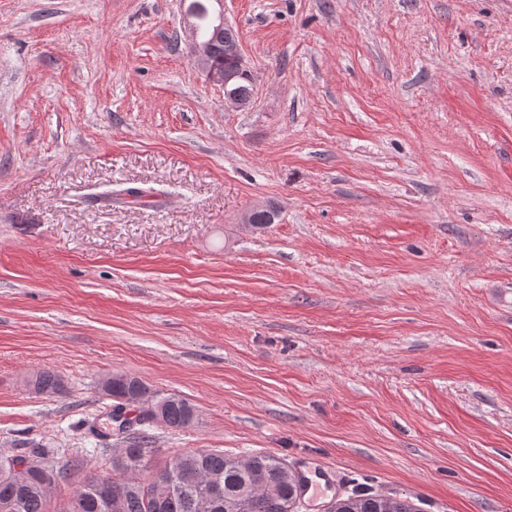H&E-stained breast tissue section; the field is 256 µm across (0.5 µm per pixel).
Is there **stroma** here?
I'll use <instances>...</instances> for the list:
<instances>
[{"label":"stroma","instance_id":"obj_1","mask_svg":"<svg viewBox=\"0 0 512 512\" xmlns=\"http://www.w3.org/2000/svg\"><path fill=\"white\" fill-rule=\"evenodd\" d=\"M187 2L0 0V456L81 459L60 507L125 447L79 425L127 373L197 409L153 463L335 468L298 512H512V0H208L243 108ZM129 187L162 205H99ZM190 8L194 10L197 19L198 37L202 38L200 43L193 38L192 53L197 65L202 68L212 82L224 83V97H234L249 105L254 96V81L244 59L240 61V48L238 36L232 27L223 23L213 24L210 21L209 10L204 1L192 0ZM208 50V65L221 73L205 69L203 62L206 56L205 48ZM247 66V65H246ZM230 104L236 107H243L244 104L229 100ZM372 488H356L347 496L336 499L333 512H420L411 502L396 497L389 501Z\"/></svg>","mask_w":512,"mask_h":512}]
</instances>
